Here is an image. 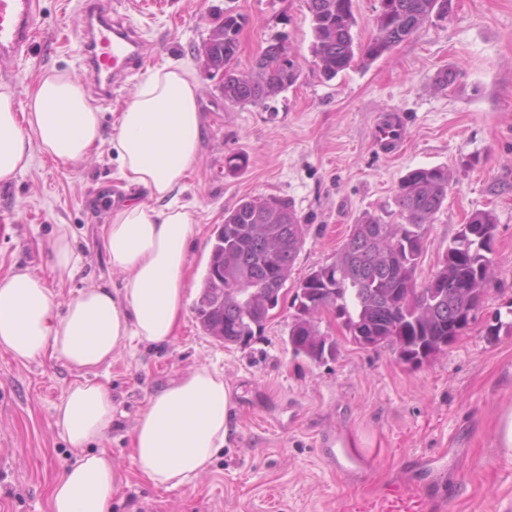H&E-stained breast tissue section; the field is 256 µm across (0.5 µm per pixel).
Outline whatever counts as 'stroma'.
I'll list each match as a JSON object with an SVG mask.
<instances>
[{
    "mask_svg": "<svg viewBox=\"0 0 512 512\" xmlns=\"http://www.w3.org/2000/svg\"><path fill=\"white\" fill-rule=\"evenodd\" d=\"M140 32L141 63L111 98L91 93L101 116L100 141L82 161L34 152L29 168L0 184V275L42 276L58 310L92 285L118 288L106 253L108 214L101 194L120 193L112 139L118 119L148 71L165 65L193 71L201 91L200 156L177 194L192 205L197 231L189 253V305L175 339L132 342L91 377L107 385L112 427L99 443L120 478L108 512H382L387 490L400 486L392 512H512V456L499 447L497 419L512 407V335L487 339L485 325L512 306V0H456L445 19L426 22L409 40L372 62L327 80L312 62L311 16L305 0H113ZM244 18L236 66L249 71L274 34L286 36L300 77L267 106L225 104L218 81L193 49L224 11ZM83 0H39L37 35L25 57H0V86L25 101L51 71L86 78L80 37ZM453 71L439 88L436 76ZM404 121L400 148L374 143L375 124L392 113ZM246 153L238 173L226 155ZM442 166L448 197L436 214L417 271L427 281L460 225L485 210L496 218L495 274L474 324L444 353L418 367L388 348L345 341L329 319L320 328L339 341L336 360L293 357L282 300L260 338L224 347L205 335L193 302L208 261L211 235L240 199L287 198L308 234L288 288L331 261L351 225L367 216L399 223L394 202L411 169ZM66 228L81 257L72 279L51 272L50 243ZM204 364L233 391L231 434L208 474L167 489L140 476L131 433L148 399L190 368ZM77 375L44 356L21 362L0 350V512H50L55 483L77 460L54 425L56 406ZM346 439L373 454L371 466L336 471L325 442ZM454 453L453 471L437 476L438 506L417 504L419 461Z\"/></svg>",
    "mask_w": 512,
    "mask_h": 512,
    "instance_id": "35a3bbf8",
    "label": "stroma"
}]
</instances>
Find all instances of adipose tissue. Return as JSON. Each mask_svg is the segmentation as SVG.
Masks as SVG:
<instances>
[{"instance_id": "1", "label": "adipose tissue", "mask_w": 512, "mask_h": 512, "mask_svg": "<svg viewBox=\"0 0 512 512\" xmlns=\"http://www.w3.org/2000/svg\"><path fill=\"white\" fill-rule=\"evenodd\" d=\"M199 84L187 69L150 71L123 112L112 147L119 174L143 190L110 212L104 241L121 288L93 285L57 312L43 278L18 270L0 277V350L25 362L44 355L80 375L56 407L55 425L82 452L54 488L51 512H108L119 471L106 452H89L112 425V394L89 372L111 362L131 341L162 345L175 337L184 308L186 263L194 216L173 193L196 163L202 139ZM100 118L83 81L45 74L18 109L0 87V183L30 165L33 150L63 161L88 156ZM233 392L200 365L153 395L131 434L139 473L155 485L178 488L209 471L230 432Z\"/></svg>"}]
</instances>
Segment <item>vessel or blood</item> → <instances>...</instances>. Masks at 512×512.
I'll return each mask as SVG.
<instances>
[{
	"label": "vessel or blood",
	"instance_id": "vessel-or-blood-1",
	"mask_svg": "<svg viewBox=\"0 0 512 512\" xmlns=\"http://www.w3.org/2000/svg\"><path fill=\"white\" fill-rule=\"evenodd\" d=\"M38 0H0V56L18 57L27 51L36 34ZM87 26L80 48L88 72L103 95H110L113 83L127 77L139 61V43L134 32L113 23L106 0H95L86 11ZM401 120L390 115L378 122L374 141L383 149L399 145ZM337 470L346 471L368 464V456L348 443L328 449Z\"/></svg>",
	"mask_w": 512,
	"mask_h": 512
}]
</instances>
